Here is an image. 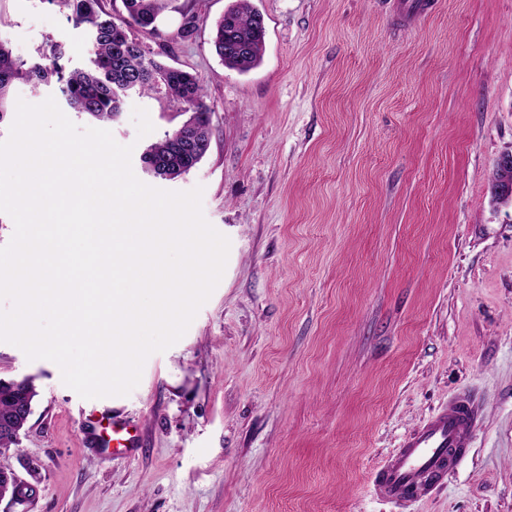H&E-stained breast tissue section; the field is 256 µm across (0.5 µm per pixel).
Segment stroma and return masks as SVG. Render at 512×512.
<instances>
[{
    "mask_svg": "<svg viewBox=\"0 0 512 512\" xmlns=\"http://www.w3.org/2000/svg\"><path fill=\"white\" fill-rule=\"evenodd\" d=\"M233 2L162 0L139 35L205 86L194 169L141 162L185 113L132 95L108 126L145 184L202 187L230 240L222 279L125 396L81 398L0 342V380L38 391L7 454L35 492L0 512H512V206L489 182L512 151V0H252L266 44L246 73L212 46ZM67 15L0 0V40L84 62ZM458 393L479 410L460 466L423 500L377 498V471ZM90 411L116 412L138 451L101 452Z\"/></svg>",
    "mask_w": 512,
    "mask_h": 512,
    "instance_id": "stroma-1",
    "label": "stroma"
}]
</instances>
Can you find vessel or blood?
I'll use <instances>...</instances> for the list:
<instances>
[{"mask_svg": "<svg viewBox=\"0 0 512 512\" xmlns=\"http://www.w3.org/2000/svg\"><path fill=\"white\" fill-rule=\"evenodd\" d=\"M476 416L468 394L451 398L445 408L409 434L387 460L374 480L376 495L396 503L418 501L443 486L470 446ZM111 424L113 455H131L139 444L138 435L119 418H112Z\"/></svg>", "mask_w": 512, "mask_h": 512, "instance_id": "1", "label": "vessel or blood"}]
</instances>
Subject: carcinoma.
Returning a JSON list of instances; mask_svg holds the SVG:
<instances>
[{
	"label": "carcinoma",
	"instance_id": "obj_1",
	"mask_svg": "<svg viewBox=\"0 0 512 512\" xmlns=\"http://www.w3.org/2000/svg\"><path fill=\"white\" fill-rule=\"evenodd\" d=\"M68 10V19L90 33L88 66L66 68L64 48L49 42L38 50L37 58L27 63L13 57L0 41V118L9 110V92L18 80L49 84L56 82L66 106L99 121L110 122L121 112L124 95L134 91L153 96L190 113L193 136L210 143V108L200 79L177 67L147 57V51L132 29L139 27L158 32V0H123L126 17L116 18L95 2L93 11H85L84 0H60ZM265 25L251 0H236L216 21L212 45L224 67L247 72L262 60L265 51ZM173 133L148 146L142 163L155 169V177L172 180L195 168L199 161L175 149ZM37 396L28 379L0 381V447L16 443L27 424L22 411L32 406Z\"/></svg>",
	"mask_w": 512,
	"mask_h": 512
}]
</instances>
